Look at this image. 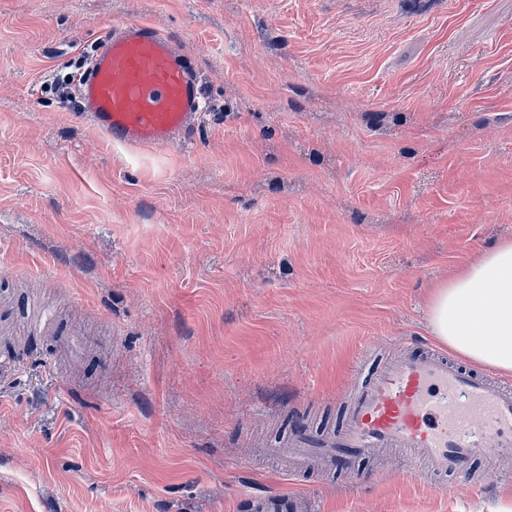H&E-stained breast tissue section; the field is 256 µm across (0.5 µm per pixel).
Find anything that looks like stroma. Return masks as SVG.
Masks as SVG:
<instances>
[{
	"instance_id": "1",
	"label": "stroma",
	"mask_w": 512,
	"mask_h": 512,
	"mask_svg": "<svg viewBox=\"0 0 512 512\" xmlns=\"http://www.w3.org/2000/svg\"><path fill=\"white\" fill-rule=\"evenodd\" d=\"M198 72L189 147L133 152L46 88L113 24ZM512 240V0H0V512H489L403 454L288 476L368 343ZM89 336L46 377L36 312ZM249 512H315V505L300 493L277 492L253 496L248 504Z\"/></svg>"
}]
</instances>
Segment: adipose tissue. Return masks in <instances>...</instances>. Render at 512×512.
<instances>
[{
  "mask_svg": "<svg viewBox=\"0 0 512 512\" xmlns=\"http://www.w3.org/2000/svg\"><path fill=\"white\" fill-rule=\"evenodd\" d=\"M429 327L458 355L512 374V241L492 246L435 287Z\"/></svg>",
  "mask_w": 512,
  "mask_h": 512,
  "instance_id": "1",
  "label": "adipose tissue"
}]
</instances>
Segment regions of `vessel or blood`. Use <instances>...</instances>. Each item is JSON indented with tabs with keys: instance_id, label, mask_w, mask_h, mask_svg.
I'll return each mask as SVG.
<instances>
[{
	"instance_id": "obj_1",
	"label": "vessel or blood",
	"mask_w": 512,
	"mask_h": 512,
	"mask_svg": "<svg viewBox=\"0 0 512 512\" xmlns=\"http://www.w3.org/2000/svg\"><path fill=\"white\" fill-rule=\"evenodd\" d=\"M83 119L109 141L130 150L161 152L187 142L202 99L196 72L177 41L141 22L113 26L92 58L80 85ZM365 383L346 393L341 431L293 440L297 464L346 465L374 448H400L431 472L468 473L485 455L497 470L512 448V386L432 348L414 355L381 356ZM250 512H315L299 493L251 497Z\"/></svg>"
}]
</instances>
